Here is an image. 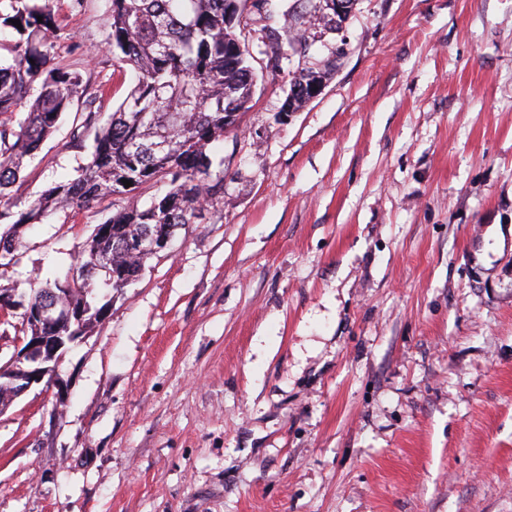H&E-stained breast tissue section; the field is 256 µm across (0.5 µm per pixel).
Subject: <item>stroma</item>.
<instances>
[{
  "instance_id": "1",
  "label": "stroma",
  "mask_w": 512,
  "mask_h": 512,
  "mask_svg": "<svg viewBox=\"0 0 512 512\" xmlns=\"http://www.w3.org/2000/svg\"><path fill=\"white\" fill-rule=\"evenodd\" d=\"M108 0H55L53 66L106 82ZM216 145L224 192L58 384L0 412V512H512V0H356L339 55L281 117L298 55ZM84 103L14 189L86 162ZM113 199L20 232L0 284L64 276Z\"/></svg>"
}]
</instances>
